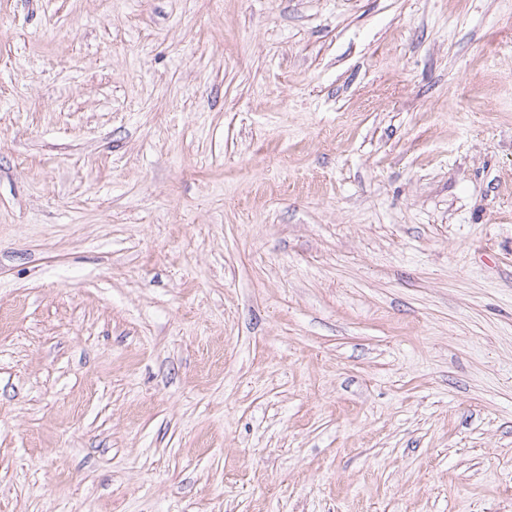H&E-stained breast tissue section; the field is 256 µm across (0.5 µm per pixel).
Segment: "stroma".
Wrapping results in <instances>:
<instances>
[{"instance_id":"stroma-1","label":"stroma","mask_w":512,"mask_h":512,"mask_svg":"<svg viewBox=\"0 0 512 512\" xmlns=\"http://www.w3.org/2000/svg\"><path fill=\"white\" fill-rule=\"evenodd\" d=\"M0 512H512V0H0Z\"/></svg>"}]
</instances>
